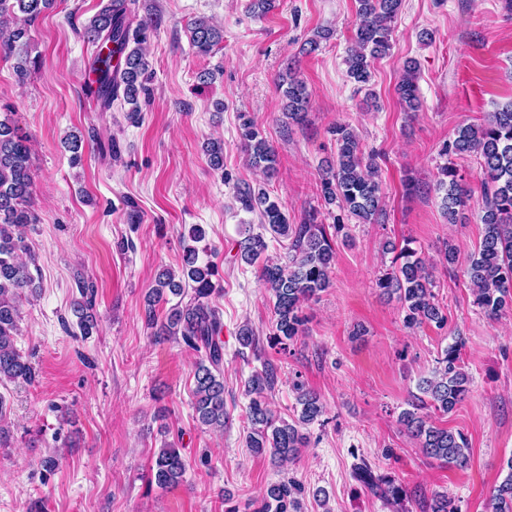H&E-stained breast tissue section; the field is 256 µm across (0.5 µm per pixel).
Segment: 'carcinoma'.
I'll return each mask as SVG.
<instances>
[{"label":"carcinoma","instance_id":"1","mask_svg":"<svg viewBox=\"0 0 512 512\" xmlns=\"http://www.w3.org/2000/svg\"><path fill=\"white\" fill-rule=\"evenodd\" d=\"M53 0H0V55L10 58L27 46L32 29ZM354 48L346 58L347 74L358 89L365 88L372 77L371 61L389 49L391 23L398 16L403 0H357ZM129 0H109L85 28L92 43H111L99 50L90 69L97 81V94L105 108L112 104H130V117L141 111L139 98L149 97L148 62L140 48L146 27L131 34L127 22ZM192 46L202 56L211 54L224 39L223 30L205 18L191 23ZM135 47H130V44ZM417 63L407 61L396 91L400 102L410 112L419 108ZM279 88L284 99L285 116L296 123L306 117L311 93L297 71L290 67L280 76ZM336 143V165L322 177V195L326 205H338L362 224H375L383 213V191L378 165L364 152L354 130L338 124L331 130ZM241 138L250 164L271 175L277 157L269 141L246 119L241 124ZM210 165L224 167V143L217 139L203 146ZM474 154L481 160L484 226L479 246L468 259L464 274L472 287L473 304L486 316L497 318L512 310V103L488 113L480 125H465L451 143H445L441 156ZM436 189L443 192L442 203L448 220L456 219L469 202V194L458 179L457 170L446 164L439 168ZM34 171L31 146L26 136L6 111L0 114V385L7 382L32 383L37 372L32 361L16 348L20 318V300L25 288L37 292L30 267L36 265L22 229L37 223L34 209ZM236 201L247 212L259 213L260 224L272 238L288 241V262L267 257V243L261 234L249 233L239 242L240 259L253 265L262 262L259 278L273 296L275 323L271 340L287 345L303 333V302L313 299L331 286L336 259L333 233L344 225L315 224L305 221L291 224L283 202L263 188L249 185L237 188ZM395 253L392 264L377 281L382 294L396 297L404 312V325L414 328L434 322L447 324L433 291L432 274L410 242L397 247L385 243ZM219 276L217 264L199 262V250L187 246L180 275L164 270L146 296L148 326L154 335L170 338L197 355L194 364L192 408L200 425L222 430L228 420L224 404V323L210 298L219 291L213 278ZM82 301L75 313L81 334L89 336L96 328L91 313L94 291L80 285ZM178 298L163 320H158L155 306ZM462 338H456L437 358V366L423 378L409 408L402 411L399 424L417 442L422 454L450 467L463 468L470 460L467 438L460 432L440 426L425 410L440 415L454 411L468 392L469 378L461 365ZM276 372L265 365L245 383L250 396L248 418L251 429L245 437L246 448L255 455L270 453L282 465L293 462L309 437L302 432L324 414L320 397L299 382L298 417L292 421L277 418L266 400L265 391L273 388ZM506 477L495 487L492 512H512V458L506 461ZM187 460L180 449L164 444L155 454L151 480L160 488L183 482ZM356 476L374 495L400 505L408 500L405 488L388 474L375 475L366 466L357 467ZM304 488L294 480L269 484L261 497L248 504L253 512H298ZM422 512H460L455 501L440 494L425 504Z\"/></svg>","mask_w":512,"mask_h":512}]
</instances>
